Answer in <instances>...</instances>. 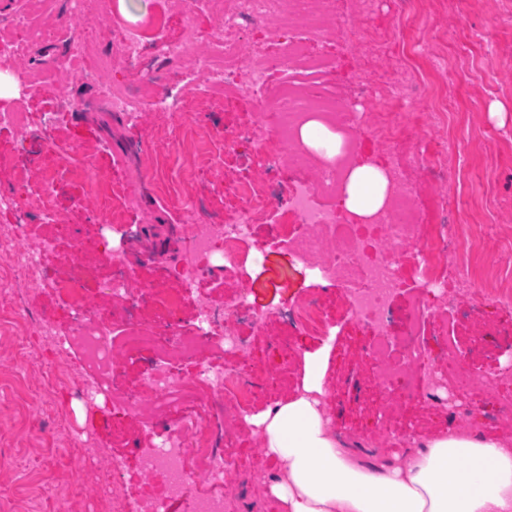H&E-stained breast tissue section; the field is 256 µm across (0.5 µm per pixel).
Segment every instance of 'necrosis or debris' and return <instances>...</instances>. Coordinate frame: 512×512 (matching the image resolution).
Returning <instances> with one entry per match:
<instances>
[{"label": "necrosis or debris", "instance_id": "1", "mask_svg": "<svg viewBox=\"0 0 512 512\" xmlns=\"http://www.w3.org/2000/svg\"><path fill=\"white\" fill-rule=\"evenodd\" d=\"M189 6L219 17L220 28L203 37L188 26L170 39L160 25L149 31L126 27L108 53L83 35L37 23L34 0H21L4 24L25 29V41L0 39L1 73L15 74V62L34 46L60 41L67 47V61L76 78L92 90L97 102L130 119L157 111L181 127L189 117L187 95L149 99L133 86L112 84L104 73L116 61L128 69L139 67L158 42L164 45L170 76H181L180 61L195 55V72L206 88L223 92L225 100L246 97L258 106L256 122L240 137L258 147L265 170L286 166L301 175L286 196V206L279 209L268 181L242 176L233 191L241 207L225 223L201 217L197 198L180 201L188 232L171 270L181 292L194 297L193 316L186 326L172 321L161 327L141 323L139 310L149 293L131 288L133 268L125 248L104 251L109 276L99 290L114 301L106 311L85 298L88 270L82 261L48 272L44 261L57 248L53 228L65 196L64 184L50 174L40 180V222L45 232L31 235L27 224L19 221L13 226V238H0V266L13 277L38 283L52 276L71 289L74 326L66 342L82 349V369L96 375L89 397L103 398L145 424L152 438L138 474L112 464L107 476L112 512H170L175 501L183 503L186 512H225L224 474L232 465L247 468L251 454L225 457L222 436L212 419L213 405L219 402L225 410L246 415L251 386L225 358L242 349V325L258 322L260 315L250 303L248 288H237L219 305L210 284L217 276L237 275L242 252L273 209L279 214L271 227L273 240L290 252L296 264L342 288L349 316L377 328L371 356L378 367V384L385 390L396 389L399 403L418 397L437 402L442 395L457 392L476 397L488 380L512 379V363L499 366L488 378L471 373L461 364L462 347L455 336L441 339L448 368L440 370L424 340L439 313L425 299H415L405 308L398 329L390 327L389 305L406 281L428 291L444 287L446 269L459 267L473 247L466 234L458 247H451L448 226L440 221L448 211L446 201L431 199L424 209L407 188L410 170L427 175L446 170L449 151L460 147L461 138L452 139L446 151L407 150L395 135L391 118L375 113L373 134L391 144L384 166L386 203L367 219L337 209L334 201L343 192L360 150L356 131L364 117L362 95L381 91L393 118L399 119L413 106V83L368 69L344 84L327 82L336 60L311 53L309 46L328 44L340 36L336 0H190ZM248 28L260 33L270 55H243L241 42ZM202 40L207 50L195 54ZM311 122L340 135L336 155H319L303 142L301 130ZM122 357L138 363L139 390L121 383L118 360Z\"/></svg>", "mask_w": 512, "mask_h": 512}]
</instances>
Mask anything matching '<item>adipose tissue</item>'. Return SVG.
<instances>
[{"label":"adipose tissue","mask_w":512,"mask_h":512,"mask_svg":"<svg viewBox=\"0 0 512 512\" xmlns=\"http://www.w3.org/2000/svg\"><path fill=\"white\" fill-rule=\"evenodd\" d=\"M386 192L382 169L361 163L340 203L367 217ZM326 364L306 354L300 392L249 420L281 468L265 494L274 512H512V446L495 437L451 428L393 463L358 465L322 408Z\"/></svg>","instance_id":"adipose-tissue-1"}]
</instances>
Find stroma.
I'll return each instance as SVG.
<instances>
[{"mask_svg": "<svg viewBox=\"0 0 512 512\" xmlns=\"http://www.w3.org/2000/svg\"><path fill=\"white\" fill-rule=\"evenodd\" d=\"M112 8V13L92 21L65 10L53 13L51 21L96 37L104 50L111 47L113 31L123 21L162 16L170 38L188 25L205 34L219 23L215 17L193 15L187 0H113ZM343 21L360 35L399 30L398 42H384L369 66L393 70L398 46L411 49L407 61L419 74L416 112L424 116L429 98L448 96L450 124L442 127L423 118L411 119L405 123L406 138L425 143L461 135L467 147L446 174L427 178L416 172L411 179L418 198L459 197L460 208L449 212V223L464 218L485 231L479 254L470 256L463 267L471 278L468 287H461L459 276L452 274L445 292L428 294V301L437 307L453 300L458 313L453 325L429 327L425 339L436 345L451 329L461 336L483 335L482 350L464 351L462 361L475 374L487 375L498 365L512 362V305H478L472 297L473 289L487 287L489 272L512 277V247L504 238L512 227V0H429L412 15L405 12L401 0H379L373 16L352 12ZM5 84L9 97H24L32 116H39L53 102L61 108L57 124L42 134L43 164L60 163L74 170L69 187L74 201L58 217L59 246L46 260L49 267L68 264L78 253L96 268L99 279L108 277L99 236V226L108 214L99 210L97 202L105 184L117 188L126 179L135 180L136 195L126 221L142 225V242L147 246L186 230L181 213L169 202L172 194L198 196L211 211L231 218V209L224 206L225 188L238 181L239 168L232 163L217 168L210 182L201 185L172 181L174 170L190 168L197 161L204 144H176L168 134L171 121L166 115L148 110L131 126L117 113L97 116L72 109L70 101L90 97L91 92L77 86L64 69L56 76V96L51 101L37 87L22 86L10 78ZM194 90L192 107L199 125L220 131L227 125L253 122L258 107L250 99L228 104L212 99L200 81ZM495 103L504 107L498 118L490 114ZM257 253L264 258L259 265L253 260ZM243 283L251 290L256 310L267 315L266 320L244 326V351L226 358L243 370L252 386L249 415L298 393L305 354L325 347L329 350L328 411L337 435L362 462L407 456V449L387 447L381 435L385 429L402 438L418 432L431 437L450 426L470 430L473 421L479 420L483 433L512 440V419L487 421L496 403L493 385L476 401L458 395L463 411L453 417L438 404L420 399L391 405L377 387V370L369 355L375 330L347 317L340 288L314 278L287 251L274 247L267 225H260L236 278L214 289L216 302H223ZM305 296L317 298L334 322L329 338L311 336L275 320L276 312ZM17 306L29 307L36 318L46 320L49 333L39 336L32 325L11 323L9 310ZM72 321L67 288L17 279L0 287V497L21 499L24 512H106L112 489L99 482V473L115 461L137 469L140 449L151 444L128 415L85 397L91 375L60 380L57 342ZM244 445L254 456L251 470L232 468L224 475L230 512H247L264 495L270 479L272 463L263 453L260 436L250 435Z\"/></svg>", "mask_w": 512, "mask_h": 512, "instance_id": "obj_1", "label": "stroma"}]
</instances>
